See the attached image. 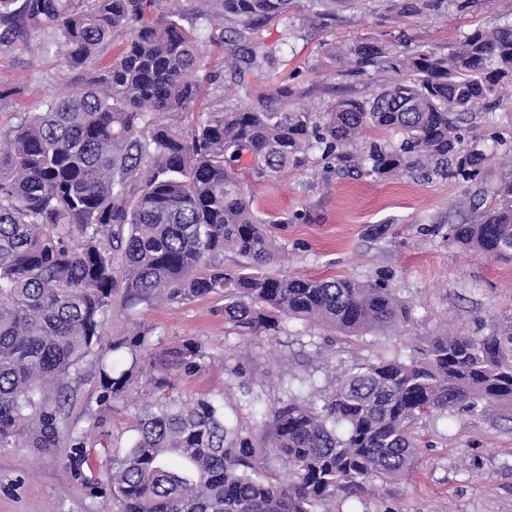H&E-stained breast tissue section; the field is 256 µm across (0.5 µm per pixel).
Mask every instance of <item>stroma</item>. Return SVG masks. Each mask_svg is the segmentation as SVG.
<instances>
[{"label": "stroma", "mask_w": 512, "mask_h": 512, "mask_svg": "<svg viewBox=\"0 0 512 512\" xmlns=\"http://www.w3.org/2000/svg\"><path fill=\"white\" fill-rule=\"evenodd\" d=\"M511 18L512 0H475L464 13L448 8L410 18L398 17L388 0L350 5L341 0L322 20L308 11L307 0H296L287 16L262 27L255 39L285 60L271 84L289 79L305 101L325 106L341 95L376 93L393 79L382 68L358 80L337 75L325 58L327 45L402 38L443 50L478 25ZM84 79L62 65L58 46L29 33L24 51L0 54V87L26 88L24 96L0 100V133L38 101L76 92ZM511 169L491 162L477 186L408 175L375 179L336 174L316 152L306 169L279 183L251 182L255 208L287 247L285 260L272 265V272L386 278L414 309L415 323L406 335L382 330L346 338L292 323L287 334L275 338L238 336L224 324L220 295L184 303L162 298L131 303L116 295L105 331L116 339L148 330L165 345L188 337L204 341L209 359L173 389V397L183 402L203 394L240 399L229 373L238 363L253 389L273 401L291 390L306 395L327 389L341 370L361 359L411 354L427 336H506L512 330V263L463 251L449 241L448 227L470 221L476 187L494 188ZM99 369L98 357L91 355L66 380L68 427L94 447L95 466L81 478L71 477L65 470L66 441L58 453L44 456L19 440L0 447V512H102L90 485L108 456L122 453L136 416L152 399L138 391L114 407L101 405ZM418 432L421 461L407 478L372 480L359 498H337L333 512H512V410L492 404L449 418L434 415L420 422Z\"/></svg>", "instance_id": "obj_1"}]
</instances>
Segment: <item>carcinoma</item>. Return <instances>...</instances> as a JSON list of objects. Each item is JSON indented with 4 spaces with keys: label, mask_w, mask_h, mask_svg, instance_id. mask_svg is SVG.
<instances>
[{
    "label": "carcinoma",
    "mask_w": 512,
    "mask_h": 512,
    "mask_svg": "<svg viewBox=\"0 0 512 512\" xmlns=\"http://www.w3.org/2000/svg\"><path fill=\"white\" fill-rule=\"evenodd\" d=\"M206 34L181 24L180 9L154 14L156 0H0V53L26 45L28 29L65 48L63 65L88 66L128 31L118 55L77 93L43 102L0 135V446L20 435L37 454L66 436L63 395L72 369L93 353L123 349V369L101 365L100 401L110 407L134 388L154 398L132 426L123 455L108 459L93 495L120 512H317L373 478L408 474L418 462V420L433 413L512 406V348L498 338L433 336L418 355L364 359L320 401L289 394L269 402L247 388L252 429L201 396L182 403L172 380L209 357L182 339L155 351L150 331L107 341L112 293L173 302L224 295V323L243 336L275 337L297 321L342 336L402 328L411 309L383 278L361 281L269 274L286 247L269 234L246 189L300 171L314 151L336 172L407 173L473 182L512 143L465 141L482 114L512 110V21L478 27L448 52L397 51L379 41L334 46L343 74L383 63L395 74L369 97H340L324 109L296 102L284 85L232 108L207 107L209 88L242 84L281 64L248 33L288 13L293 0H208ZM417 16L446 2L402 0ZM225 51L224 72L207 68ZM200 109L185 134L156 118ZM476 219L451 224L463 250L512 260V169L491 198L472 200ZM245 259L224 270V253ZM74 476L92 458L85 436H69Z\"/></svg>",
    "instance_id": "1"
}]
</instances>
